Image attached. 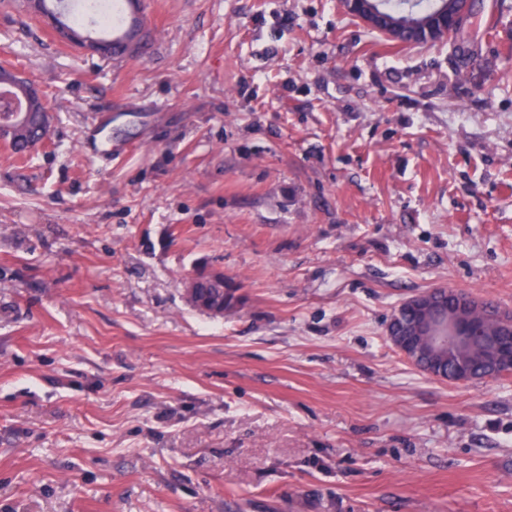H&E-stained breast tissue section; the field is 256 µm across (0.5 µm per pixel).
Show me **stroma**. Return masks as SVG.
Segmentation results:
<instances>
[{"mask_svg": "<svg viewBox=\"0 0 512 512\" xmlns=\"http://www.w3.org/2000/svg\"><path fill=\"white\" fill-rule=\"evenodd\" d=\"M143 2L121 60L0 7L53 112L0 145V512H512V373L385 336L434 287L512 313V0L408 49L340 0ZM30 108L33 113L30 125L26 129L15 131L11 136L12 142L7 141L10 151L18 156H24L41 142L43 107L37 95L32 98ZM208 279L214 284H220L224 288V273L215 272L209 274H196L187 278L185 283L184 297L188 299L191 305L197 309L204 310L211 314L223 316L224 314V303L223 304H211L209 302H202L198 300L196 295L197 283L200 279ZM482 359L480 355L477 353H460L455 356L449 362H444L436 369L433 370V374L439 378L444 380L452 381L451 375L453 369L457 365H461L464 369L469 372L470 382L485 380V379H493L500 376L504 372L512 371V362L508 364H501L497 369L493 371H487L483 368Z\"/></svg>", "mask_w": 512, "mask_h": 512, "instance_id": "stroma-1", "label": "stroma"}]
</instances>
